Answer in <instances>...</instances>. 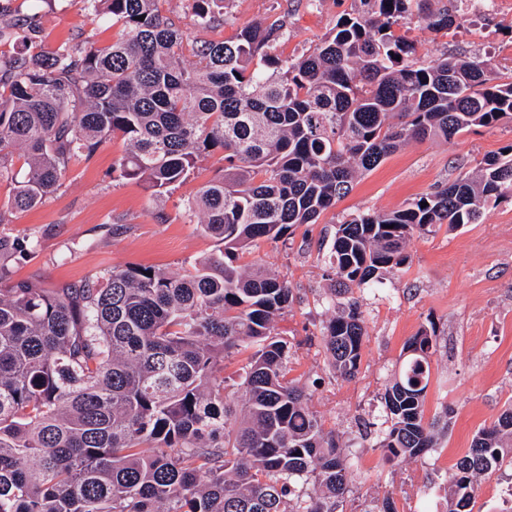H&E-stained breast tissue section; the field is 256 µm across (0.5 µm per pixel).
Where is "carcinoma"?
<instances>
[{"label":"carcinoma","instance_id":"carcinoma-1","mask_svg":"<svg viewBox=\"0 0 512 512\" xmlns=\"http://www.w3.org/2000/svg\"><path fill=\"white\" fill-rule=\"evenodd\" d=\"M85 2L123 37L82 51L0 54V181L14 182L12 208L40 205L72 159L116 136L127 145L119 176L157 198L220 150L224 174L187 203L220 256L182 274L114 267L74 288L0 287V512H336L355 460L288 378L292 354L275 322L292 289L239 260L259 240L316 223L357 175L406 143L451 144L511 120L512 77L494 80L477 56L424 62L394 30L413 13L448 30L460 0L436 9L431 0H360L301 55L278 51L279 18L197 41L163 14L164 0ZM226 2L194 0L195 24L223 20ZM507 200L512 143L474 176L336 225L324 261L347 301L321 334L336 377H356L365 344L351 293L408 263L415 235L478 224L488 205ZM29 246L0 236V281ZM436 345L434 327L411 337L384 388L381 423L357 424L389 460L437 448L425 413ZM248 349L239 410L222 372ZM509 469L512 406L456 461L446 512H473L478 478Z\"/></svg>","mask_w":512,"mask_h":512}]
</instances>
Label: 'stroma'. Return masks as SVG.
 <instances>
[{
  "instance_id": "1",
  "label": "stroma",
  "mask_w": 512,
  "mask_h": 512,
  "mask_svg": "<svg viewBox=\"0 0 512 512\" xmlns=\"http://www.w3.org/2000/svg\"><path fill=\"white\" fill-rule=\"evenodd\" d=\"M354 0H228L224 20L208 29L194 24L193 0H165L163 10L190 36L232 37L244 24L269 16L287 20L285 53L299 55L329 33ZM396 31L429 61L461 51L488 59L500 77L512 75V0L497 11L465 17L450 30L435 31L409 16ZM38 46L103 47L121 36L120 26L96 17L85 0H0V53L20 52L23 36ZM512 143V121L474 128L454 144L413 142L358 175L349 194L318 223L295 229L287 243L262 241L252 259L285 276L294 301L278 331L294 352L292 378L342 445L358 457L349 475L352 489L342 512H373L394 496L400 512H443L444 488L453 466L477 430L512 405V201L487 207L482 223L414 237L408 263L387 275L376 293H358L368 338L358 376L334 377L321 347L329 287L320 251L328 250L339 224L350 215L390 211L476 172L480 161ZM126 144L115 137L92 158H75L62 186L27 212L9 207L13 185L0 182V235L30 238L35 249L11 258V283L52 289L104 276L112 267H155L183 272L214 254L216 241L191 223L184 205L224 170L221 153L207 155L163 202L142 182L116 177L113 168ZM437 331L426 397L427 417L445 416L449 426L434 452L421 459L385 461L373 441L356 437V420L375 422L381 393L399 369L405 342L427 327Z\"/></svg>"
}]
</instances>
